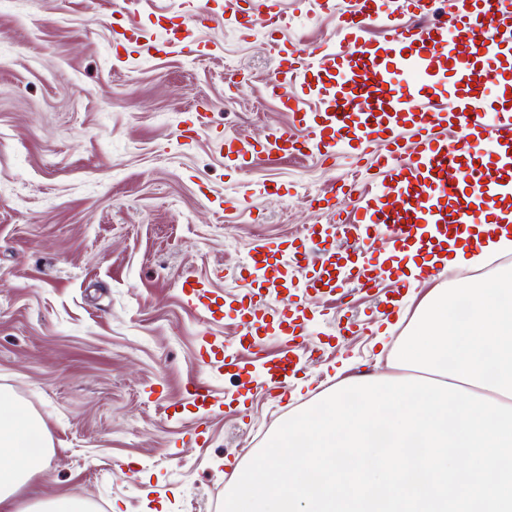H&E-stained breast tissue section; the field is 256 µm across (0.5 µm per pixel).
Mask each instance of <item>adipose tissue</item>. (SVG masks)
I'll return each mask as SVG.
<instances>
[{
  "instance_id": "1",
  "label": "adipose tissue",
  "mask_w": 512,
  "mask_h": 512,
  "mask_svg": "<svg viewBox=\"0 0 512 512\" xmlns=\"http://www.w3.org/2000/svg\"><path fill=\"white\" fill-rule=\"evenodd\" d=\"M482 228L468 224L460 231V247L449 257V267L461 263L477 265L493 254L512 249L507 235L481 239ZM46 429L21 401L0 390V512H18L16 495L33 475L46 468L39 453L46 447Z\"/></svg>"
}]
</instances>
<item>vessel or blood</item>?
<instances>
[{
	"mask_svg": "<svg viewBox=\"0 0 512 512\" xmlns=\"http://www.w3.org/2000/svg\"><path fill=\"white\" fill-rule=\"evenodd\" d=\"M314 4L335 17L337 34L308 51L287 38L281 0H222L219 9L190 13L165 42L135 21L114 33L117 44L144 58L175 47L200 57L207 45L199 30L218 24L248 38L254 17H262L277 56L268 84L292 126L258 140L223 139L226 171L256 154H345L373 182L366 192L354 180L334 185L314 202L325 222L292 239L255 244L238 268L251 281L248 292L219 298L195 277L182 281L194 309L233 313L238 336L203 349L200 361L223 363L244 387L252 381L253 349L242 337L273 330L291 342L305 335L304 297L370 290L381 268L405 282L409 265L401 254L412 248L435 277L454 228L483 224L493 235L512 224V8L504 0H358L354 10L337 9L335 0ZM409 9L434 20L406 24ZM373 27L384 28L386 38L369 36ZM307 100L314 109L304 108ZM380 233L385 243L378 250ZM279 288L291 291L292 302L270 301ZM305 367L286 354L270 361V390L287 392ZM185 393L190 406L214 413L207 382L190 381Z\"/></svg>",
	"mask_w": 512,
	"mask_h": 512,
	"instance_id": "vessel-or-blood-1",
	"label": "vessel or blood"
}]
</instances>
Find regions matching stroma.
I'll use <instances>...</instances> for the list:
<instances>
[{"instance_id": "1", "label": "stroma", "mask_w": 512, "mask_h": 512, "mask_svg": "<svg viewBox=\"0 0 512 512\" xmlns=\"http://www.w3.org/2000/svg\"><path fill=\"white\" fill-rule=\"evenodd\" d=\"M186 0H136L157 37ZM122 0H8L0 6V389L44 423L42 474L19 493L23 512L70 492L98 512H221L224 493L288 415L335 389L336 368L389 373L379 298L312 300L310 345L321 351L287 405L262 392L263 364L284 347L264 337L242 390L197 361L205 342L235 326L205 319L180 288L191 275L218 294L244 289L234 271L259 242L299 235L323 216L305 202L354 176L350 159L261 155L227 174L215 143L289 126L266 88L276 57L262 32L205 31L209 55L173 50L116 58L112 15ZM209 126L184 145L191 113ZM277 182L284 195L261 193ZM247 204H236L242 192ZM368 331L343 332L347 319ZM193 378L222 403L198 422L168 411ZM203 425L205 443L191 433Z\"/></svg>"}]
</instances>
